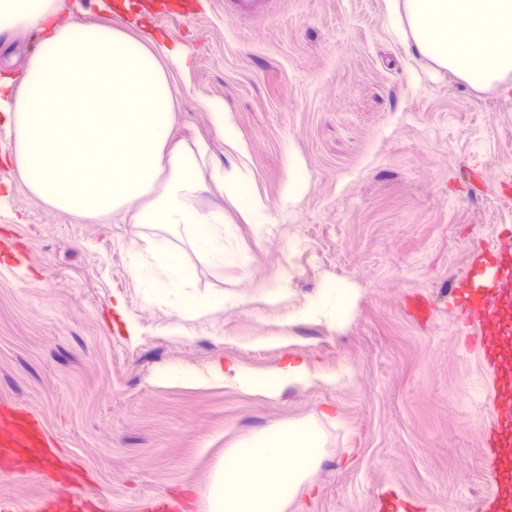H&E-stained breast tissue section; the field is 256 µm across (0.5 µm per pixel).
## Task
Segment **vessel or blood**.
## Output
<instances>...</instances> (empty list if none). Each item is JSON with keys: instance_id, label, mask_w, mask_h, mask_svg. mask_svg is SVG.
<instances>
[{"instance_id": "obj_1", "label": "vessel or blood", "mask_w": 512, "mask_h": 512, "mask_svg": "<svg viewBox=\"0 0 512 512\" xmlns=\"http://www.w3.org/2000/svg\"><path fill=\"white\" fill-rule=\"evenodd\" d=\"M500 258L491 285H477L457 291V307L467 323L480 336V350L499 389L492 399L499 428L501 448L495 449L490 467L496 489L491 503L493 512H512V369L504 352L512 345L505 334L504 311L512 305V238H500L490 246ZM59 451L45 437L41 428L18 413L0 415V477L39 464L41 471L61 478L56 467ZM78 499L61 493L46 499L39 512H82Z\"/></svg>"}]
</instances>
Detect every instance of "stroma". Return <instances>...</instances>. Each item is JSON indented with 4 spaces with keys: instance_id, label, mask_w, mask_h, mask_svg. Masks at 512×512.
Returning <instances> with one entry per match:
<instances>
[{
    "instance_id": "obj_1",
    "label": "stroma",
    "mask_w": 512,
    "mask_h": 512,
    "mask_svg": "<svg viewBox=\"0 0 512 512\" xmlns=\"http://www.w3.org/2000/svg\"><path fill=\"white\" fill-rule=\"evenodd\" d=\"M402 2L254 0L239 18L232 0H207L192 19L152 18L189 52L172 72L175 138L205 139L269 217L224 206V245L247 266L190 256L198 291L224 300L202 317L141 296L137 225L55 210L0 162V408L28 412L74 459L90 512H144L156 497L201 512L240 434L307 416L326 454L287 512H487L493 378L448 289L512 235V91L473 89L416 54ZM295 164L306 185L291 200ZM327 278L354 286L351 316L297 319ZM292 356L315 377L277 399L159 380ZM53 490L33 472L0 480L22 507ZM214 126L224 135V142L231 145L236 140V134L233 127L229 124L224 109L223 101H214L207 105Z\"/></svg>"
}]
</instances>
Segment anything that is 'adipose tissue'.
Instances as JSON below:
<instances>
[{
	"instance_id": "ef3b65f1",
	"label": "adipose tissue",
	"mask_w": 512,
	"mask_h": 512,
	"mask_svg": "<svg viewBox=\"0 0 512 512\" xmlns=\"http://www.w3.org/2000/svg\"><path fill=\"white\" fill-rule=\"evenodd\" d=\"M415 51L476 89L512 81V0H404ZM62 0H0V48L23 33L38 42L20 71L0 67V124L10 132L4 160L36 198L88 220L112 218L154 228L130 244L141 294L193 317L215 305L194 288L195 253L210 267L229 260L224 200L252 223L264 215L239 171L226 170L203 141L173 138L177 121L169 66L187 68L188 51L142 29L146 6L131 0L127 26L60 22ZM219 191L222 199L204 203ZM351 289L325 281L296 313L345 322ZM209 377L249 395L277 397L311 381L307 361L291 357L256 374L233 359ZM319 425L290 420L242 435L215 466L205 512H285L310 487L324 457Z\"/></svg>"
}]
</instances>
